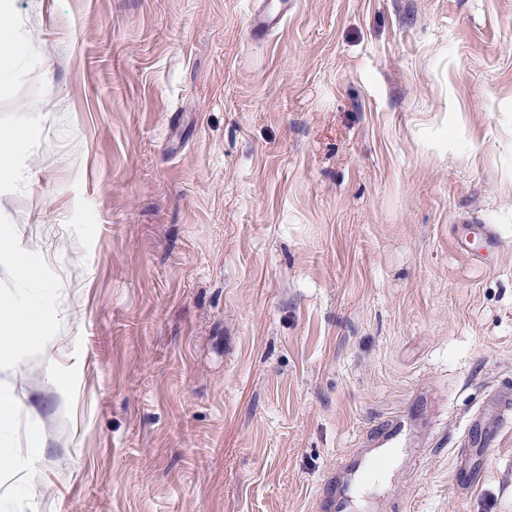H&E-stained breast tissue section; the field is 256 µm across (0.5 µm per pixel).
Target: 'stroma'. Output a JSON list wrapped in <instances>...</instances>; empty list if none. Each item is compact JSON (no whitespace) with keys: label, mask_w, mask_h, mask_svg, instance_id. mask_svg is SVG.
<instances>
[{"label":"stroma","mask_w":512,"mask_h":512,"mask_svg":"<svg viewBox=\"0 0 512 512\" xmlns=\"http://www.w3.org/2000/svg\"><path fill=\"white\" fill-rule=\"evenodd\" d=\"M9 0L0 215L61 281L11 378L42 431L32 512H322L423 394L353 512H512V0ZM485 224L499 245L458 235ZM291 0H255L250 10V25L260 36H268L277 30L288 17ZM512 413V387L503 386L478 413L470 420L466 430L458 439L457 445L461 453H467L469 448H489L492 440V429L508 422Z\"/></svg>","instance_id":"35a3bbf8"}]
</instances>
